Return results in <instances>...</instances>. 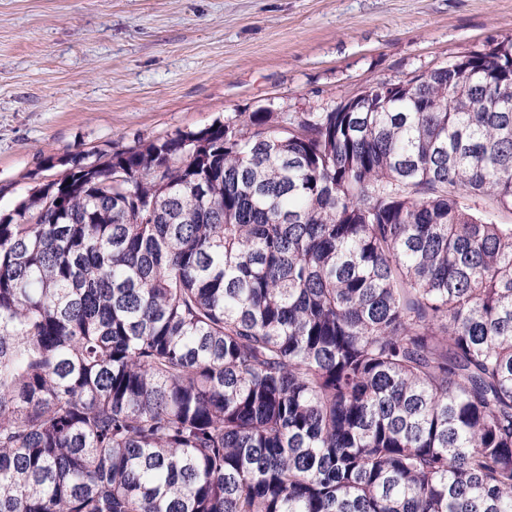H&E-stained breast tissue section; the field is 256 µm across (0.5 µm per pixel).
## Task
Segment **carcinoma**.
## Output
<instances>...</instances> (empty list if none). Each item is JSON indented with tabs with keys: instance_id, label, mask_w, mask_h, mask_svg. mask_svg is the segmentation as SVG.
<instances>
[{
	"instance_id": "obj_1",
	"label": "carcinoma",
	"mask_w": 512,
	"mask_h": 512,
	"mask_svg": "<svg viewBox=\"0 0 512 512\" xmlns=\"http://www.w3.org/2000/svg\"><path fill=\"white\" fill-rule=\"evenodd\" d=\"M512 38L0 210V512H512Z\"/></svg>"
}]
</instances>
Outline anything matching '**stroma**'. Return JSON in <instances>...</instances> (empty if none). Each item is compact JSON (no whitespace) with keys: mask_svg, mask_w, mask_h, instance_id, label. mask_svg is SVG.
<instances>
[{"mask_svg":"<svg viewBox=\"0 0 512 512\" xmlns=\"http://www.w3.org/2000/svg\"><path fill=\"white\" fill-rule=\"evenodd\" d=\"M512 37V0H0V209L64 161L323 112Z\"/></svg>","mask_w":512,"mask_h":512,"instance_id":"stroma-1","label":"stroma"}]
</instances>
